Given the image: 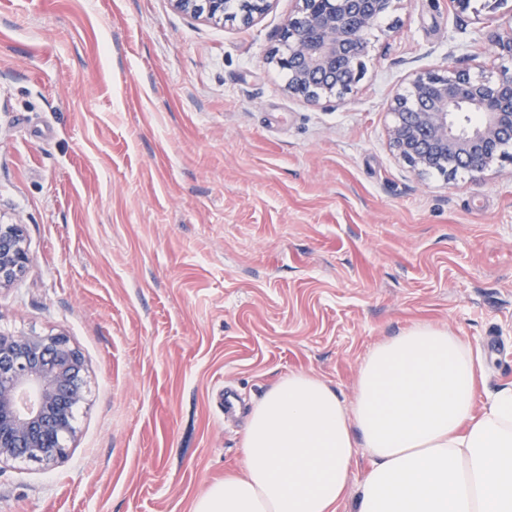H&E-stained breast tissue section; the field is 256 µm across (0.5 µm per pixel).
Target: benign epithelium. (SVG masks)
I'll use <instances>...</instances> for the list:
<instances>
[{"instance_id":"benign-epithelium-1","label":"benign epithelium","mask_w":512,"mask_h":512,"mask_svg":"<svg viewBox=\"0 0 512 512\" xmlns=\"http://www.w3.org/2000/svg\"><path fill=\"white\" fill-rule=\"evenodd\" d=\"M191 16L224 21V0H172ZM251 24L270 0H245ZM395 0H300L269 62L288 75V93L310 102L354 92L366 64L369 35ZM503 62L495 76L446 67L411 74L389 107L388 141L418 175L483 173L512 147V8L478 37ZM29 255L24 225L0 224V288L20 278ZM86 364L60 335L0 334V464L53 462L75 434L70 412L86 400Z\"/></svg>"}]
</instances>
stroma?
<instances>
[{"instance_id":"stroma-1","label":"stroma","mask_w":512,"mask_h":512,"mask_svg":"<svg viewBox=\"0 0 512 512\" xmlns=\"http://www.w3.org/2000/svg\"><path fill=\"white\" fill-rule=\"evenodd\" d=\"M298 6L247 26L0 0V221L30 258L0 333L67 336L87 364L66 457L0 464V512H193L242 470L268 387L302 370L352 399L417 322L463 336L486 391L512 382V161L420 177L386 133L411 72L497 71L470 46L486 0H400L358 89L317 103L268 61Z\"/></svg>"}]
</instances>
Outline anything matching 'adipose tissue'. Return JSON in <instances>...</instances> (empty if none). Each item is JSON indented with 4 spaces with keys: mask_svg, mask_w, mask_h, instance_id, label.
<instances>
[{
    "mask_svg": "<svg viewBox=\"0 0 512 512\" xmlns=\"http://www.w3.org/2000/svg\"><path fill=\"white\" fill-rule=\"evenodd\" d=\"M482 377L471 346L429 323L367 353L352 401L290 372L252 404L243 473L193 512H512V384L481 403Z\"/></svg>",
    "mask_w": 512,
    "mask_h": 512,
    "instance_id": "1",
    "label": "adipose tissue"
}]
</instances>
